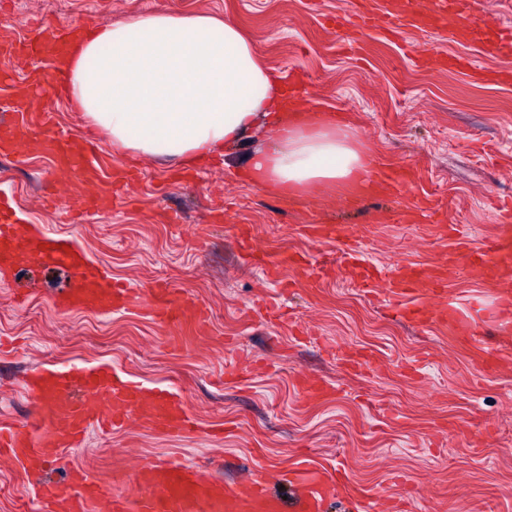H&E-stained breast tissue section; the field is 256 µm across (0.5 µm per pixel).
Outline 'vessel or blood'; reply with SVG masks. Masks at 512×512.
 <instances>
[{"mask_svg": "<svg viewBox=\"0 0 512 512\" xmlns=\"http://www.w3.org/2000/svg\"><path fill=\"white\" fill-rule=\"evenodd\" d=\"M470 20L469 0H379L368 7L366 0H350L338 24L355 34L372 28L396 35L404 29L436 28L457 36ZM81 23L57 27L55 35L37 31L28 38V52L59 59L83 35ZM416 62L426 68L448 69L476 80L480 68L458 54L423 49ZM31 121L17 112L0 118V155L23 161L25 151L21 133ZM42 151L59 165L70 184L88 182L98 187L85 199L86 209L110 210L112 196L126 177L121 169L108 170L96 160L87 141H75L52 130L51 115H44ZM311 235L326 243L345 242L348 234L337 224L310 225ZM63 237L50 233H32L18 223L10 204L0 205V270L20 263H52L70 272L67 288L55 303L57 311L67 314L87 311L109 315L117 311L147 308L151 317L167 329L173 345H185L183 332L187 321L202 322L207 316L204 304L158 283L141 292L112 282L91 267L76 248H64ZM469 267L488 276L498 270H512V208L501 209L494 231L482 247L472 249L458 242L448 253L443 266L423 267L406 264L391 270L379 269L360 259L347 267L364 287L374 280L386 284L389 301L415 298L409 316L425 324L441 322L469 337L489 364L499 362V348L481 338L478 321L463 313L446 295L445 268ZM495 330L512 333V291L495 296ZM31 402L28 419L22 423L0 422V457L21 465L52 461L62 465L65 478L51 481L38 490L42 512H98L101 500H108L109 512H283L282 499L271 492L262 479L246 482H221L204 476L181 463L158 459L134 474L115 473L111 480L92 475L86 468L69 463L66 450L78 447L91 427L117 431L128 422L163 437L182 435L192 419L173 393L166 389L146 390L120 374L99 367L64 369L38 368L26 379ZM296 512H325L329 499L336 495L337 481L324 469L303 466L292 473Z\"/></svg>", "mask_w": 512, "mask_h": 512, "instance_id": "obj_1", "label": "vessel or blood"}]
</instances>
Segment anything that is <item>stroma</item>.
Instances as JSON below:
<instances>
[{
    "mask_svg": "<svg viewBox=\"0 0 512 512\" xmlns=\"http://www.w3.org/2000/svg\"><path fill=\"white\" fill-rule=\"evenodd\" d=\"M41 3L0 0V42H23L48 18L92 25L180 12L233 20L269 67L301 74L304 102L343 112L374 164L407 168L410 177L400 197L370 193L350 211L332 193L291 201L253 185L239 154L176 182L179 165L116 155L100 136L103 157L136 178L111 211L69 223L62 208L78 207L89 188L67 181L31 129L27 164L0 157V194L13 198L25 222L73 238L113 280L140 291L168 283L204 303L208 316L198 341L176 350L147 310L62 314L54 300L66 274L16 268L0 282V419L25 416L29 370L106 366L173 392L195 426L171 438L134 423L112 434L90 428L70 458L97 474L131 473L169 456L225 482L262 476L288 497L284 476L305 463L341 472L327 512H356L360 497L385 508L400 500L407 512H512V339L502 341L497 367L479 366L447 332L395 318L384 294L341 273L314 288L299 286L298 272L286 268L268 276L237 242L246 226L264 258L292 251L337 268L339 247L311 240L305 225L349 226L377 266L441 263L460 239L480 247L498 200L512 197V84L420 68L412 53L454 52L484 69H512V47L498 54L416 28L352 42L330 23L348 0H67L53 12ZM0 64L13 73L0 83V114L47 112L58 132L87 137L81 113L51 80L52 61L19 53ZM450 198L457 238L420 215L425 204ZM448 294L493 321L492 283L459 268ZM363 350L374 351L372 365L348 370V356ZM320 377L335 394L308 404L301 382ZM58 476L50 462L30 471L0 459V512H39L37 487Z\"/></svg>",
    "mask_w": 512,
    "mask_h": 512,
    "instance_id": "1",
    "label": "stroma"
}]
</instances>
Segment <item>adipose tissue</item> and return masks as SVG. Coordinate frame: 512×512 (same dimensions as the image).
<instances>
[{
  "label": "adipose tissue",
  "instance_id": "obj_1",
  "mask_svg": "<svg viewBox=\"0 0 512 512\" xmlns=\"http://www.w3.org/2000/svg\"><path fill=\"white\" fill-rule=\"evenodd\" d=\"M69 104L118 151L200 166L260 134L251 181L295 197L365 180L370 161L348 127L297 117L282 75L235 23L156 13L89 30L64 62Z\"/></svg>",
  "mask_w": 512,
  "mask_h": 512
}]
</instances>
